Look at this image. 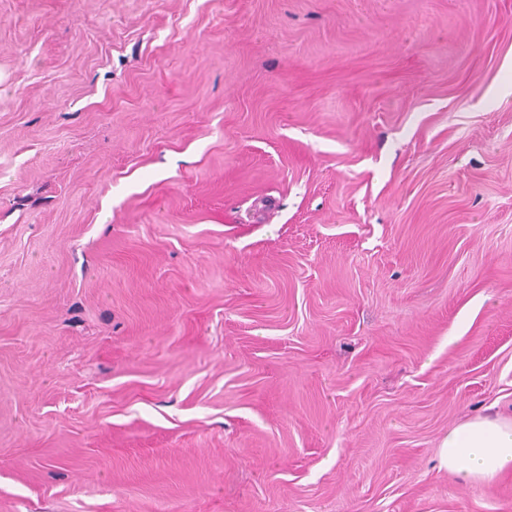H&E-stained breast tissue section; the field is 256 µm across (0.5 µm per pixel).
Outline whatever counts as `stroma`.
<instances>
[{
	"label": "stroma",
	"instance_id": "stroma-1",
	"mask_svg": "<svg viewBox=\"0 0 512 512\" xmlns=\"http://www.w3.org/2000/svg\"><path fill=\"white\" fill-rule=\"evenodd\" d=\"M512 0H0V512H512ZM440 468L463 485H490L512 474V416H475L454 426L439 447Z\"/></svg>",
	"mask_w": 512,
	"mask_h": 512
}]
</instances>
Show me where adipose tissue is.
<instances>
[{
	"label": "adipose tissue",
	"instance_id": "ef3b65f1",
	"mask_svg": "<svg viewBox=\"0 0 512 512\" xmlns=\"http://www.w3.org/2000/svg\"><path fill=\"white\" fill-rule=\"evenodd\" d=\"M439 464L465 485H490L512 474V416H476L454 426Z\"/></svg>",
	"mask_w": 512,
	"mask_h": 512
}]
</instances>
